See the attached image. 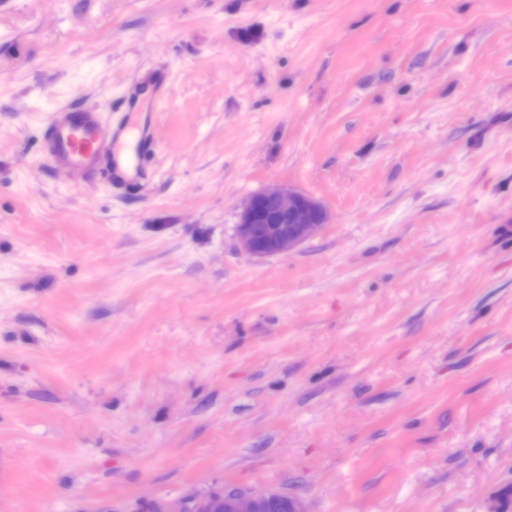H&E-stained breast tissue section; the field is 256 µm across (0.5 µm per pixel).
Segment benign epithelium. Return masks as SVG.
Returning a JSON list of instances; mask_svg holds the SVG:
<instances>
[{"instance_id": "benign-epithelium-1", "label": "benign epithelium", "mask_w": 512, "mask_h": 512, "mask_svg": "<svg viewBox=\"0 0 512 512\" xmlns=\"http://www.w3.org/2000/svg\"><path fill=\"white\" fill-rule=\"evenodd\" d=\"M321 201L292 187L276 184L252 194L242 206L237 234L250 255H284L319 233L328 223ZM288 512H310L295 496L273 490H212L182 498L165 512H271L282 501Z\"/></svg>"}]
</instances>
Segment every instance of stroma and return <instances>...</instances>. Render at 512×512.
<instances>
[{
	"mask_svg": "<svg viewBox=\"0 0 512 512\" xmlns=\"http://www.w3.org/2000/svg\"><path fill=\"white\" fill-rule=\"evenodd\" d=\"M71 106L139 180L47 158ZM274 184L330 222L254 257ZM236 486L512 512V0H0V512Z\"/></svg>",
	"mask_w": 512,
	"mask_h": 512,
	"instance_id": "stroma-1",
	"label": "stroma"
}]
</instances>
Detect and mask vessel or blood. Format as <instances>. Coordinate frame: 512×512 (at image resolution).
Wrapping results in <instances>:
<instances>
[{"instance_id": "1", "label": "vessel or blood", "mask_w": 512, "mask_h": 512, "mask_svg": "<svg viewBox=\"0 0 512 512\" xmlns=\"http://www.w3.org/2000/svg\"><path fill=\"white\" fill-rule=\"evenodd\" d=\"M129 146L128 124H107L99 111L62 108L52 113L45 135L46 155L67 169L73 182L106 177L109 183L127 178L128 166L119 161Z\"/></svg>"}]
</instances>
